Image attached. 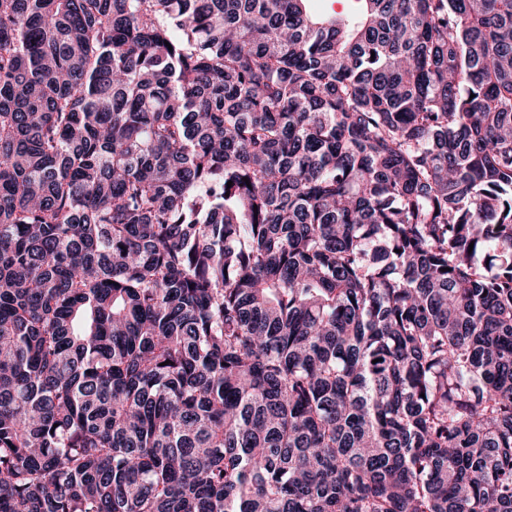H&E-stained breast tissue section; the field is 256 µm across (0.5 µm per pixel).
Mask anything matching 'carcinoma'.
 Listing matches in <instances>:
<instances>
[{
  "instance_id": "carcinoma-1",
  "label": "carcinoma",
  "mask_w": 512,
  "mask_h": 512,
  "mask_svg": "<svg viewBox=\"0 0 512 512\" xmlns=\"http://www.w3.org/2000/svg\"><path fill=\"white\" fill-rule=\"evenodd\" d=\"M306 2L0 0V512H512V0Z\"/></svg>"
}]
</instances>
